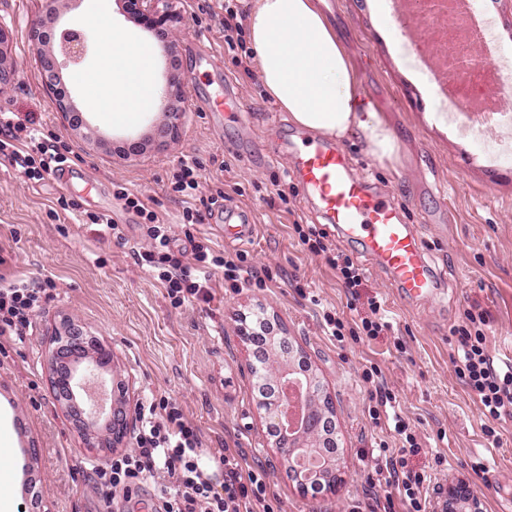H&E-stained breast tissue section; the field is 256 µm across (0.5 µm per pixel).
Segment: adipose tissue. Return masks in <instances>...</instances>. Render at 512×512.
<instances>
[{
  "instance_id": "obj_1",
  "label": "adipose tissue",
  "mask_w": 512,
  "mask_h": 512,
  "mask_svg": "<svg viewBox=\"0 0 512 512\" xmlns=\"http://www.w3.org/2000/svg\"><path fill=\"white\" fill-rule=\"evenodd\" d=\"M246 26L258 80L290 121L340 140L355 134L380 164L398 162L394 132L356 90L351 60L327 20L321 0H254ZM156 58L124 33L104 37L98 63L81 77L91 107L123 125L149 111L158 96Z\"/></svg>"
}]
</instances>
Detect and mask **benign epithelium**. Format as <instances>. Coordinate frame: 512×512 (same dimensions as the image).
Segmentation results:
<instances>
[{
    "label": "benign epithelium",
    "mask_w": 512,
    "mask_h": 512,
    "mask_svg": "<svg viewBox=\"0 0 512 512\" xmlns=\"http://www.w3.org/2000/svg\"><path fill=\"white\" fill-rule=\"evenodd\" d=\"M173 0H125L128 12L148 30L164 28L167 32L168 48L175 47L174 38L181 27V17L173 9ZM58 0H45L44 19L33 23L30 41L45 75V84L52 94L57 110L77 132L90 129L87 119L80 117L70 91L62 81L61 71L65 65L79 64L93 44L85 31L59 24ZM8 37L0 29V91L12 86L16 70L7 62L4 50ZM238 332L252 346V356L264 351L281 364L275 382L280 396L272 400L255 399L256 408L265 420L270 446L275 449L288 477L304 492L310 486H320L324 491L335 493L342 481L345 461L335 458L325 474L316 468L300 471L290 464L297 449L308 452L319 451L320 444L328 438L336 439V421L333 399L305 350L281 325L267 334L261 347H255L256 334L244 322L238 324ZM70 349L85 359L83 368H74L63 376L50 373V383L57 401L66 409L71 401L87 390L89 380L104 369L103 363L113 358L112 351L97 337L80 331L73 324L55 331L49 347V360L53 361L62 349ZM136 403L131 398L129 385L120 380L112 386L110 407L96 405L86 410L82 417L88 427L84 441L88 448L112 453L126 447V433L133 421ZM440 502L436 512H458L464 506L469 512H483L481 501L470 486L462 481H450L440 488Z\"/></svg>",
    "instance_id": "7a95c632"
}]
</instances>
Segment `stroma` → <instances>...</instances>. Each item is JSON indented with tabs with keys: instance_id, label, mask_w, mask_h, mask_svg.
<instances>
[{
	"instance_id": "obj_1",
	"label": "stroma",
	"mask_w": 512,
	"mask_h": 512,
	"mask_svg": "<svg viewBox=\"0 0 512 512\" xmlns=\"http://www.w3.org/2000/svg\"><path fill=\"white\" fill-rule=\"evenodd\" d=\"M217 4L177 0L183 23L176 61L157 53V75L163 83L177 74L186 102L176 145L162 147L155 139L166 121L161 100L131 125L116 126L111 116L91 113L105 137L96 145L80 142L45 91L35 62L29 31L41 14V0H0V28L8 34V60L17 68L13 88L0 94V110L31 117L58 136L73 150L81 173L68 188L53 178L30 181L0 160V248L10 251L16 277L55 284L28 335L0 340V454L19 462L11 473L0 474V499L39 512L24 490L22 466L28 463L53 512H112L92 471L101 458L85 448L49 381L46 348L68 317L104 339L114 355L110 377L129 381L136 400L177 402L200 432L204 463L227 452L242 469L264 468L280 512H360L384 501L386 486L376 471L386 456H398L403 442L369 415L371 385L363 372L373 365L422 446L410 464L427 480L428 502H435L439 486L463 480L480 497L483 512H502V501L512 499V420L498 425V442L486 439L481 406L450 355L454 328L466 312L483 311L490 355L512 360V151L497 153L462 130H442L441 106L413 72L401 4L326 0L324 11L354 64L357 90L395 132L400 163L392 168L366 156L357 137L343 144L354 169L403 207L438 284L437 299L401 297L389 276L332 232L329 241L340 243L363 272L359 298L350 302L324 258L298 242L294 220L315 221L301 193L290 190L282 199L276 194L287 169L280 145L296 139L299 129L264 94L254 59L240 60L225 50L224 29L211 14ZM88 12L101 14L114 30L152 40L129 18L123 0H70L63 19L77 27ZM209 50L219 55V65L206 61ZM218 75L230 80L237 109L214 116L207 103ZM183 158L200 166L194 200L204 217L200 224L181 223L182 206L171 190L172 172ZM117 182L141 194L170 224L184 263L193 260L192 240L206 238L217 251L246 255L264 287L225 288L219 271L210 302L173 306L166 289L137 261L138 251L149 245L146 227L114 198ZM216 182L224 185L220 205L209 201ZM61 196L124 224L125 241L102 235L99 225L79 223L60 208ZM226 204L250 212L257 233L249 242H225ZM373 297L386 309L391 330L341 342L324 334L323 311L348 321L366 311ZM258 312L276 318L298 339L333 397L346 462L336 495L316 501L304 496L267 445L254 378L245 365L247 345L235 330L241 315ZM479 457L491 467L483 476L471 469Z\"/></svg>"
}]
</instances>
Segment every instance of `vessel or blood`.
Returning <instances> with one entry per match:
<instances>
[{
    "label": "vessel or blood",
    "instance_id": "obj_1",
    "mask_svg": "<svg viewBox=\"0 0 512 512\" xmlns=\"http://www.w3.org/2000/svg\"><path fill=\"white\" fill-rule=\"evenodd\" d=\"M289 172L326 224L360 247L373 267L391 278L398 292L420 300L436 295V276L422 243L397 205L375 194L367 176L355 172L338 143L310 136L289 143ZM254 226L239 209L224 211V234L249 239Z\"/></svg>",
    "mask_w": 512,
    "mask_h": 512
}]
</instances>
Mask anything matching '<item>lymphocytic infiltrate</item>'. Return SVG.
<instances>
[{
	"label": "lymphocytic infiltrate",
	"instance_id": "lymphocytic-infiltrate-1",
	"mask_svg": "<svg viewBox=\"0 0 512 512\" xmlns=\"http://www.w3.org/2000/svg\"><path fill=\"white\" fill-rule=\"evenodd\" d=\"M0 158L23 175L40 181L54 177L72 162L70 148L57 137L44 133L33 120H23L2 110ZM113 194L124 210L146 224L150 245L141 252V262L166 289L172 305L192 300L210 302L212 277L219 270L230 288L257 283L258 275L252 266L246 265L244 257L216 252L204 241L193 244V264H183L171 247L169 225L160 221L144 198L120 184L115 185ZM294 230L311 253L324 256L344 288L352 292L361 287L362 275L357 265L343 250L328 243L325 230L306 228L299 223ZM52 287L49 280L35 283L8 280L0 275V337L23 336ZM487 325L486 314L466 313L464 324L454 330L456 348L452 360L457 373L478 397L485 416L501 423L512 419V365H495L486 348ZM323 327L325 335L339 340L347 334L373 338L390 329L391 324L381 303L373 299L354 327H346L332 312L324 313ZM377 374L374 367L364 373L366 381L374 382L376 392V404L369 415L374 421H386L408 445L406 456L387 460L385 485L397 490L402 503L410 506L412 512H425V478L410 469L406 460L407 455L419 453L420 445L395 398L383 384L375 383ZM137 416L141 426L135 435L136 451L96 468L102 485L127 499L137 488L154 486L159 512H274L267 498L264 471L241 472L230 456L216 461L214 470L202 466L204 450L200 435L176 402L163 399L139 405Z\"/></svg>",
	"mask_w": 512,
	"mask_h": 512
}]
</instances>
